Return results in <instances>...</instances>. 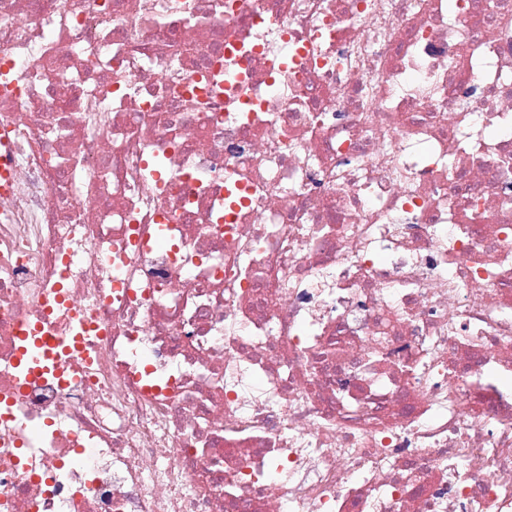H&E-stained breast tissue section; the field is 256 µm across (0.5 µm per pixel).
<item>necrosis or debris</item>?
Wrapping results in <instances>:
<instances>
[{
	"label": "necrosis or debris",
	"mask_w": 512,
	"mask_h": 512,
	"mask_svg": "<svg viewBox=\"0 0 512 512\" xmlns=\"http://www.w3.org/2000/svg\"><path fill=\"white\" fill-rule=\"evenodd\" d=\"M0 512H512V0H0Z\"/></svg>",
	"instance_id": "necrosis-or-debris-1"
}]
</instances>
